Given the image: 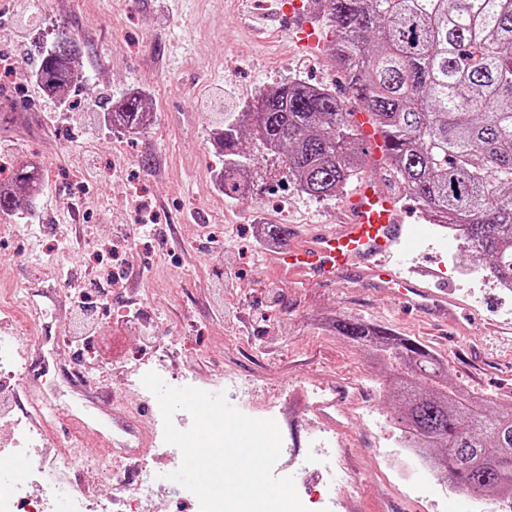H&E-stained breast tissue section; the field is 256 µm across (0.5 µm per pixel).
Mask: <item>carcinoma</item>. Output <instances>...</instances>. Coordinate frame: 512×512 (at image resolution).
<instances>
[{
  "label": "carcinoma",
  "instance_id": "carcinoma-1",
  "mask_svg": "<svg viewBox=\"0 0 512 512\" xmlns=\"http://www.w3.org/2000/svg\"><path fill=\"white\" fill-rule=\"evenodd\" d=\"M331 58L349 96L384 140L388 170L434 224L459 232L487 260L490 277L512 287V0H325ZM80 45L66 34L44 49L35 81L67 103ZM327 88L288 81L244 112L219 113L224 197L245 196L251 158L243 135L280 159L288 179L326 200L362 169L360 132ZM138 95L108 108L105 121L128 132L151 124ZM43 188L40 172L14 165L0 185V212L27 213ZM336 332L401 362L414 379L388 393L408 448L473 497H512V406L483 412L486 399L439 384L444 365L419 343L360 320Z\"/></svg>",
  "mask_w": 512,
  "mask_h": 512
}]
</instances>
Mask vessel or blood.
<instances>
[{
	"label": "vessel or blood",
	"mask_w": 512,
	"mask_h": 512,
	"mask_svg": "<svg viewBox=\"0 0 512 512\" xmlns=\"http://www.w3.org/2000/svg\"><path fill=\"white\" fill-rule=\"evenodd\" d=\"M272 15L287 27L298 47L315 50L320 40L315 27L322 11V0H273ZM362 136L372 159L382 155L383 139L367 116H358ZM347 220L331 229L319 228L295 237L269 255L289 278L328 282L351 273L371 280L382 291L397 296L412 309L456 323L458 301L450 289L432 287L439 278L437 269L418 266L414 277L402 278L389 262L412 237L414 229L402 221L392 196L364 184L349 199ZM347 394L331 389L328 398L315 404V413L327 423H335L337 410L343 409ZM112 426L119 430L113 448L128 460L143 461L150 451L151 434L134 427L129 413L122 408L112 411Z\"/></svg>",
	"instance_id": "obj_1"
}]
</instances>
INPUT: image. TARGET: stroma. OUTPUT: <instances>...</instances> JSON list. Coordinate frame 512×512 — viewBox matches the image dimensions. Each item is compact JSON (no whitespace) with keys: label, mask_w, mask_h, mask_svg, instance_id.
<instances>
[{"label":"stroma","mask_w":512,"mask_h":512,"mask_svg":"<svg viewBox=\"0 0 512 512\" xmlns=\"http://www.w3.org/2000/svg\"><path fill=\"white\" fill-rule=\"evenodd\" d=\"M261 0H0V59L32 73L40 52L59 31L81 45L84 82L64 106L54 105L35 83L0 72V167L36 157L44 186L34 218L0 214V336L31 332L41 351L21 347L22 361L48 360L43 386L61 385L66 370L90 369L110 399L136 410L139 425L164 447L163 418L142 411L151 396L142 384L156 372L180 385L191 370L199 386L224 394L248 416L278 422L283 443L298 448L305 465L278 460L274 473L293 476L303 505L326 502L345 512L354 499L359 512H493L494 495L444 494L430 468L408 457L412 484L394 478L389 466L402 434L397 403L388 385L405 370L376 363L368 348L341 336L337 318L362 320L407 336L429 348L448 367L449 388L512 403V302L501 300L492 277L473 272L462 250L425 221L412 199L401 198L406 223L419 227L395 270L433 260L442 281L463 306L456 328L435 335L422 315L398 305L369 283L344 277L333 283H291L267 260L275 245L270 225L293 232L333 226L360 181L396 192L384 164L368 163L360 180L336 197L319 201L282 179L281 162L261 154L241 200L218 186L223 163L214 115L241 112L259 92L298 80L335 91L345 111L359 104L327 50L301 53L287 28L271 26L266 42L253 39L251 12ZM141 92L153 113L139 133H114L103 106ZM82 238L64 248L72 213ZM132 237L122 250L129 267L141 270L136 287L99 281L101 238L119 229ZM112 339V356L78 352L80 336ZM346 385L347 405L337 427L291 405L294 394L321 400L331 384ZM293 423H285V415ZM57 439L41 441L44 466L38 483L70 489L79 485L102 497V468L125 470L107 443L94 454L100 469L75 472L56 464L61 448L83 442L82 430L65 421ZM360 477L346 485L344 463ZM158 493L140 512H196L197 504L168 483L169 465L154 467Z\"/></svg>","instance_id":"1"}]
</instances>
